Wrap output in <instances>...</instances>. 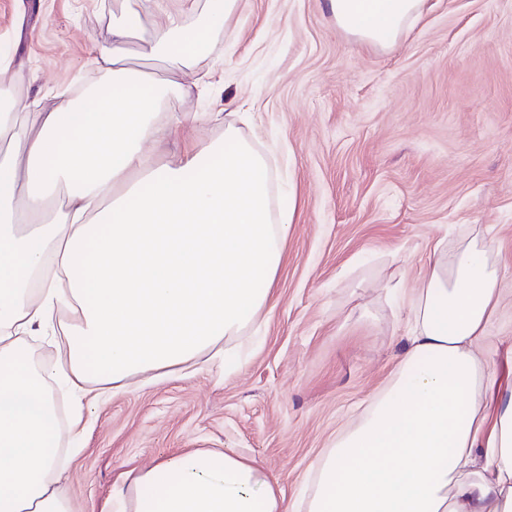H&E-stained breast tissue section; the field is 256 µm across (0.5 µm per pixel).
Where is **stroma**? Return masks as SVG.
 I'll use <instances>...</instances> for the list:
<instances>
[{
    "label": "stroma",
    "instance_id": "35a3bbf8",
    "mask_svg": "<svg viewBox=\"0 0 512 512\" xmlns=\"http://www.w3.org/2000/svg\"><path fill=\"white\" fill-rule=\"evenodd\" d=\"M141 32L135 66L183 83L157 57L166 21L129 0ZM214 34L201 83L164 111L246 112L244 138L271 158L298 211L257 344L235 365L207 363L113 390L80 448L58 458L71 512L120 502L112 487L164 456L232 448L297 508L306 476L337 432L393 375L410 317L395 299L425 273L437 240L492 229L512 283V0H425L390 47L339 29L325 0H240ZM104 0H0V88L17 120L103 85L111 45Z\"/></svg>",
    "mask_w": 512,
    "mask_h": 512
}]
</instances>
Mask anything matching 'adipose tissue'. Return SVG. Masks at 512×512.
<instances>
[{"label": "adipose tissue", "mask_w": 512, "mask_h": 512, "mask_svg": "<svg viewBox=\"0 0 512 512\" xmlns=\"http://www.w3.org/2000/svg\"><path fill=\"white\" fill-rule=\"evenodd\" d=\"M423 2L327 8L358 42L385 45ZM143 4L166 16L156 54L193 72L239 0H208L195 27L169 0ZM138 25L122 15L98 50L112 76L102 108L70 101L19 125L14 101L0 98V512H70L57 449L85 429L89 384L169 376L242 338L282 263L296 198H274L273 170L240 136V113H216L223 140L147 168V144L178 143L205 115L161 113L182 86L127 64ZM60 192L65 206L50 210ZM493 250L487 237L434 245L401 296L411 327L399 369L319 456L302 512H512V337L490 333L507 300ZM47 334L65 339L66 360L34 362L28 339ZM55 385L72 397L64 430ZM112 495L129 512H288L279 486L230 448L166 457Z\"/></svg>", "instance_id": "1"}]
</instances>
